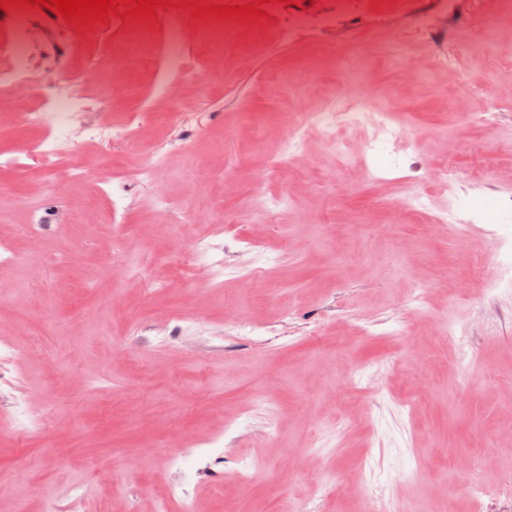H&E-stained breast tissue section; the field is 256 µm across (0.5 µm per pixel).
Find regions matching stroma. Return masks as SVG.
Listing matches in <instances>:
<instances>
[{
	"label": "stroma",
	"instance_id": "obj_1",
	"mask_svg": "<svg viewBox=\"0 0 512 512\" xmlns=\"http://www.w3.org/2000/svg\"><path fill=\"white\" fill-rule=\"evenodd\" d=\"M476 0L437 33L458 55L464 83L432 68L406 23L390 26L406 69L373 58L368 79L342 68L329 45L366 42L358 21L323 36L282 41L279 23L224 29L188 22L190 71L169 64L164 24H139L116 90L88 75L110 68L125 28L57 31L87 107L72 121L50 179L0 165V222L41 216L37 251L0 265V512H249L284 501L292 512H512L511 284L484 291L499 264L480 240L512 252V12L482 19L492 33L461 52ZM79 50H72V41ZM390 104L389 142L373 111L337 121L336 153L319 128L306 150L269 176L288 139L282 113L355 112ZM27 98L0 122V155L54 137L26 122ZM174 111L126 141H86L88 123ZM151 175H144L146 160ZM479 168L478 183L439 186L438 170ZM125 199L110 217L98 166ZM85 176L70 180L74 167ZM422 211L397 216L410 189ZM187 215L167 230L153 203ZM462 198L468 236L434 217ZM224 227L211 267L192 263L198 239ZM424 288L416 298V288ZM197 320L163 333L162 320ZM247 320L248 332L226 326ZM456 324L454 344L443 339ZM137 334H130V326ZM498 450L500 476L481 500V449Z\"/></svg>",
	"mask_w": 512,
	"mask_h": 512
}]
</instances>
